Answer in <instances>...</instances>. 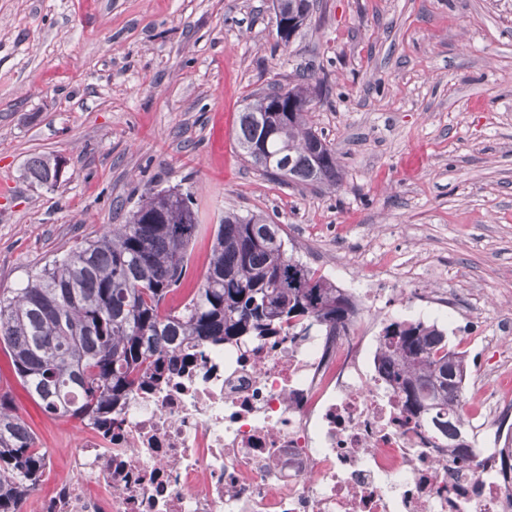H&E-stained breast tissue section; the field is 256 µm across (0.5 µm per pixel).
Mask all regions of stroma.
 Instances as JSON below:
<instances>
[{
    "mask_svg": "<svg viewBox=\"0 0 512 512\" xmlns=\"http://www.w3.org/2000/svg\"><path fill=\"white\" fill-rule=\"evenodd\" d=\"M303 71L324 83L309 120L336 152L331 189L264 176L237 147L244 99ZM34 157L63 160L56 186L30 182ZM1 182L0 295L176 188L199 222L185 289L225 213L254 214L373 333L447 292L466 417L512 369V0H313L286 43L272 0H0ZM1 392L47 451L49 493L81 422L36 405L0 344Z\"/></svg>",
    "mask_w": 512,
    "mask_h": 512,
    "instance_id": "stroma-1",
    "label": "stroma"
}]
</instances>
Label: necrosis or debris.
Instances as JSON below:
<instances>
[{
	"label": "necrosis or debris",
	"mask_w": 512,
	"mask_h": 512,
	"mask_svg": "<svg viewBox=\"0 0 512 512\" xmlns=\"http://www.w3.org/2000/svg\"><path fill=\"white\" fill-rule=\"evenodd\" d=\"M378 344L362 322L183 347L22 512H512L494 449L449 453Z\"/></svg>",
	"instance_id": "4bbe7bcc"
}]
</instances>
